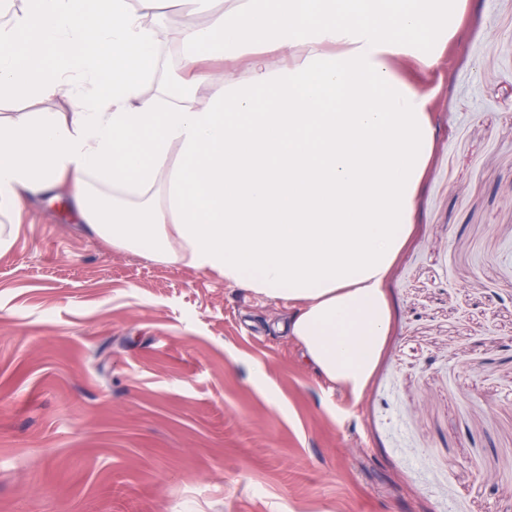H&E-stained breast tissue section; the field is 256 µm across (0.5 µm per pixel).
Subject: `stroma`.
<instances>
[{
    "instance_id": "35a3bbf8",
    "label": "stroma",
    "mask_w": 512,
    "mask_h": 512,
    "mask_svg": "<svg viewBox=\"0 0 512 512\" xmlns=\"http://www.w3.org/2000/svg\"><path fill=\"white\" fill-rule=\"evenodd\" d=\"M403 76L435 134L365 396L277 330L287 300L38 198L0 255V512H512V0Z\"/></svg>"
}]
</instances>
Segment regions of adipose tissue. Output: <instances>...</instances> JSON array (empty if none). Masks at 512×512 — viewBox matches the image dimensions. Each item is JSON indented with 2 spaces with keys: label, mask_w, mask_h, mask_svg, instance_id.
<instances>
[{
  "label": "adipose tissue",
  "mask_w": 512,
  "mask_h": 512,
  "mask_svg": "<svg viewBox=\"0 0 512 512\" xmlns=\"http://www.w3.org/2000/svg\"><path fill=\"white\" fill-rule=\"evenodd\" d=\"M163 0H0V253L27 199L73 207L117 250L212 273L294 310L281 331L353 398L388 335L385 283L433 137L403 80L458 32L463 0H226L187 11L159 79Z\"/></svg>",
  "instance_id": "adipose-tissue-1"
}]
</instances>
